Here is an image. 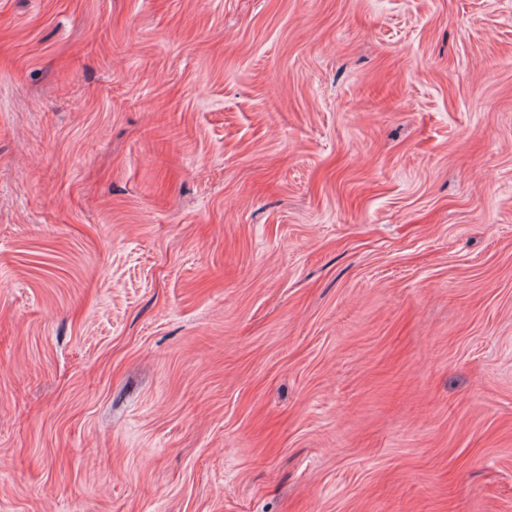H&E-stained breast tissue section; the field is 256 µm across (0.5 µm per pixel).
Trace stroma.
<instances>
[{
	"instance_id": "1",
	"label": "stroma",
	"mask_w": 512,
	"mask_h": 512,
	"mask_svg": "<svg viewBox=\"0 0 512 512\" xmlns=\"http://www.w3.org/2000/svg\"><path fill=\"white\" fill-rule=\"evenodd\" d=\"M0 512H512V0H0Z\"/></svg>"
}]
</instances>
